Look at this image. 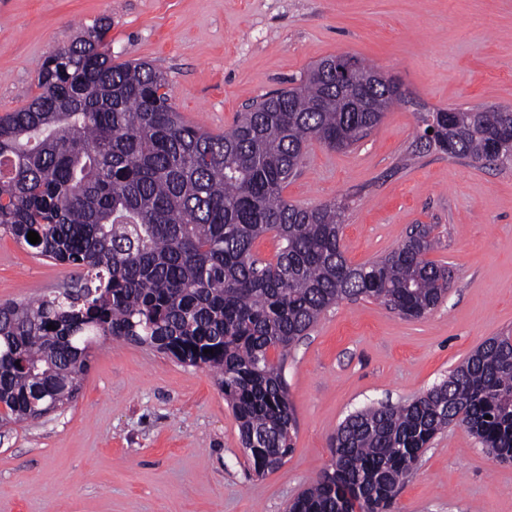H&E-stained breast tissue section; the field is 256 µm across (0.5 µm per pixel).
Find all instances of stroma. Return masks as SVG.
<instances>
[{
  "mask_svg": "<svg viewBox=\"0 0 512 512\" xmlns=\"http://www.w3.org/2000/svg\"><path fill=\"white\" fill-rule=\"evenodd\" d=\"M103 18L114 62L150 61L183 118L215 135L324 57L391 76L406 101L349 149L312 141L283 195L347 201L342 245L353 264L431 225L428 258L448 266L451 283L418 319L371 299L321 315L283 366L294 450L263 476L211 373L102 339L75 401L0 425V512H287L332 464L348 414L410 401L486 339L512 333V167L411 153L421 108H512V0H0V115L26 106L44 59ZM78 277L0 230V304ZM388 512H512V462L449 426Z\"/></svg>",
  "mask_w": 512,
  "mask_h": 512,
  "instance_id": "1",
  "label": "stroma"
}]
</instances>
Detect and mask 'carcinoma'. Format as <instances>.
<instances>
[{
    "label": "carcinoma",
    "instance_id": "1",
    "mask_svg": "<svg viewBox=\"0 0 512 512\" xmlns=\"http://www.w3.org/2000/svg\"><path fill=\"white\" fill-rule=\"evenodd\" d=\"M109 31L103 19L56 49L39 67L41 92L0 117V228L81 272L62 291L0 305V407L16 423L71 402L91 345L112 336L214 371L254 470L272 472L297 428L283 362L319 317L374 299L414 319L448 292V268L427 259L428 225L352 264L341 207L283 197L311 140L348 148L406 95L354 56L338 81L328 56L213 135L183 120L151 63L112 62ZM419 122V153L449 142L451 158L512 165V145L496 151L491 138L512 137V111L426 109ZM268 233L279 247L261 261L253 248ZM453 423L512 461V335L488 339L410 402L349 414L331 467L289 512H386L399 480Z\"/></svg>",
    "mask_w": 512,
    "mask_h": 512
}]
</instances>
